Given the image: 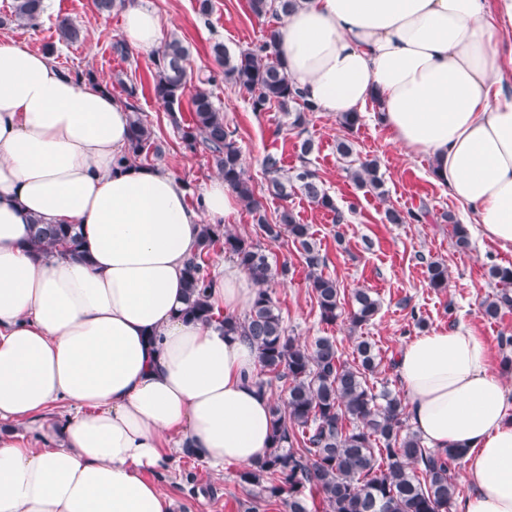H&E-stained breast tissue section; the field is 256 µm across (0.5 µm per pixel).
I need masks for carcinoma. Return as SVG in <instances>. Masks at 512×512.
I'll return each mask as SVG.
<instances>
[{"instance_id":"carcinoma-1","label":"carcinoma","mask_w":512,"mask_h":512,"mask_svg":"<svg viewBox=\"0 0 512 512\" xmlns=\"http://www.w3.org/2000/svg\"><path fill=\"white\" fill-rule=\"evenodd\" d=\"M294 5L295 0H249L250 11L258 19L287 14ZM43 12V0H13L11 19L33 25ZM56 30L69 44L82 40L81 29L66 17L57 20ZM279 36V29L269 24L262 40L253 47L229 56L224 44L218 42L212 53L224 79L250 94L253 112L260 114L274 108L284 113L289 127L301 137L300 166L292 175L285 173L278 153L264 155L262 168L270 193L286 199L288 190L297 188L311 203L336 213V223L340 224L342 213L310 168L314 143L303 137L307 114L315 107L296 92L277 60L274 48ZM188 56L182 41L170 38L157 52L153 77L154 94L167 106L175 123L176 109L183 97L190 95L192 124L183 130L186 145L191 149L198 143L205 147L212 167L251 211L267 238L277 240L285 235L296 245L309 270V288L321 322L333 325L345 316L354 326L370 323L381 308L379 298L368 289H359L353 294L350 309H344L336 280L321 271L325 257L311 225L300 222L288 206L279 210L275 223L268 222L264 205L246 177L235 131L224 121V109L202 88L216 81V73L198 79L201 86L188 93ZM126 91L131 99V160H146L150 153L158 154L160 150L133 102L136 87L131 85ZM351 176L361 188L381 187L375 159L361 161ZM426 215L423 207L405 213L389 209L385 213L390 224L419 222ZM219 242L224 245V254L259 284L257 296L243 316L221 320L224 335L242 336L255 347L259 388L270 387L274 379L288 384L283 404H271L273 451L264 461L243 469L239 483L256 499L281 500L288 512H311L308 490L318 495L324 512H449L457 496L452 466L462 459V453L451 449L438 453L425 447L409 428L401 397L385 385L378 390L371 383L380 364L374 342L367 338L357 341V362L351 365L343 360L332 336H317L310 343H302L288 334L270 291L271 282L288 277V263H273L260 244L227 226L206 224L200 249L185 267L182 314L202 322L216 319L207 301L210 275L204 251ZM28 246L46 254L58 247L82 257L81 225L36 222L31 225ZM487 274L499 289L482 302V314L495 319L502 310L512 309V266L492 265ZM426 278L429 287L441 292L448 287V267L432 261L427 265Z\"/></svg>"}]
</instances>
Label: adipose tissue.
Here are the masks:
<instances>
[{
  "mask_svg": "<svg viewBox=\"0 0 512 512\" xmlns=\"http://www.w3.org/2000/svg\"><path fill=\"white\" fill-rule=\"evenodd\" d=\"M117 9L130 51L159 46L144 0ZM277 26L306 100L338 117L376 102L392 142L512 250V0H297ZM130 116L104 84L0 40V512H174L150 478L174 451L220 475L272 448L255 348L182 314L201 228L239 200L216 177L189 205L172 173L131 162ZM36 219L81 225L88 259L32 252ZM257 290L223 264L208 301L238 316ZM396 366L417 434L464 455L477 490L460 512H512V395L484 341L433 329Z\"/></svg>",
  "mask_w": 512,
  "mask_h": 512,
  "instance_id": "adipose-tissue-1",
  "label": "adipose tissue"
}]
</instances>
